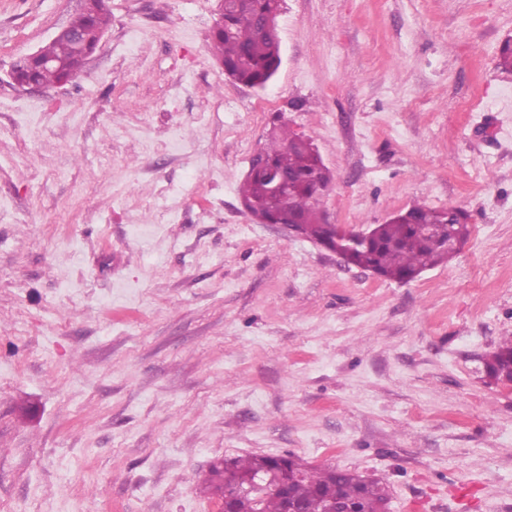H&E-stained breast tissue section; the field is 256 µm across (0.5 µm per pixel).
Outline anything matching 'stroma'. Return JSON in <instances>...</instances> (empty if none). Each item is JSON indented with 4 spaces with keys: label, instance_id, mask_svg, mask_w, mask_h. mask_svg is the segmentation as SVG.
Segmentation results:
<instances>
[{
    "label": "stroma",
    "instance_id": "35a3bbf8",
    "mask_svg": "<svg viewBox=\"0 0 512 512\" xmlns=\"http://www.w3.org/2000/svg\"><path fill=\"white\" fill-rule=\"evenodd\" d=\"M217 0H107L81 75L13 63L80 0H0V512H218L205 479L293 456L388 512H512V0H284L265 89L224 75ZM317 146L330 223L459 207L451 261L398 283L256 223L275 119ZM167 186L158 194L157 183ZM512 361V340H505L498 348L485 359V368L488 376L496 375L507 365L508 359Z\"/></svg>",
    "mask_w": 512,
    "mask_h": 512
}]
</instances>
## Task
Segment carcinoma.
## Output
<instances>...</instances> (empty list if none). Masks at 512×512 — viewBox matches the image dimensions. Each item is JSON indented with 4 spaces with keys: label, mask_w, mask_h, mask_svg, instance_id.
<instances>
[{
    "label": "carcinoma",
    "mask_w": 512,
    "mask_h": 512,
    "mask_svg": "<svg viewBox=\"0 0 512 512\" xmlns=\"http://www.w3.org/2000/svg\"><path fill=\"white\" fill-rule=\"evenodd\" d=\"M282 0H224L223 12L211 30V45L233 81L249 86H266L282 62L278 40L263 27L264 19L281 10ZM109 22L105 0H94L73 16L70 24L80 29L88 47H99ZM82 65L75 44L56 37L38 51L33 60L19 59L12 79L42 87L71 81ZM260 163L248 173L240 187L243 204L263 224L280 220L299 225L311 240H323L326 230L321 213V190L332 183L316 146L292 132L288 125L273 126L270 142L258 151ZM471 235L464 212L427 205H414L394 214L375 227L368 245L353 250L347 262L372 270L398 282L409 281L428 268L450 258L448 238L467 241ZM512 359V340H505L485 359L487 375L501 372ZM263 475L269 482L261 499L243 491L246 480ZM286 483L305 512H330L342 499L358 512H386L385 487L378 481L364 483L361 477L332 466L295 471L285 458L250 456L213 466L210 484L221 500L230 501L234 512H283L278 485Z\"/></svg>",
    "instance_id": "obj_1"
}]
</instances>
